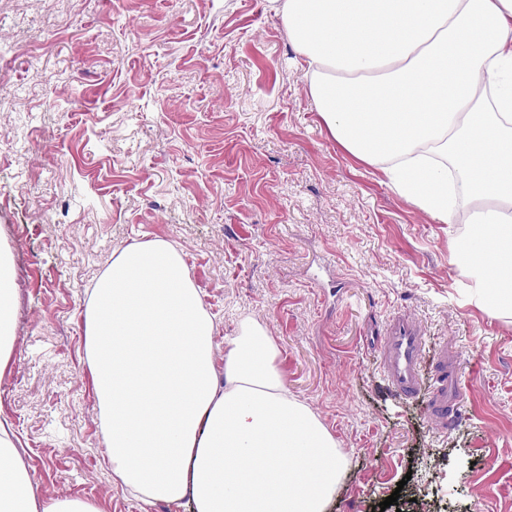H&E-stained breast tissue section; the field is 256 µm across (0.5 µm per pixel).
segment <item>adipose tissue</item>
Returning <instances> with one entry per match:
<instances>
[{"instance_id": "adipose-tissue-1", "label": "adipose tissue", "mask_w": 512, "mask_h": 512, "mask_svg": "<svg viewBox=\"0 0 512 512\" xmlns=\"http://www.w3.org/2000/svg\"><path fill=\"white\" fill-rule=\"evenodd\" d=\"M319 123L433 219L495 241L494 280L452 256L465 301L512 317V0H271ZM15 271L0 243V372L17 353ZM112 475L145 503L195 512H326L336 439L289 397L280 352L242 318L216 364V326L183 255L155 239L118 253L82 313ZM0 512H100L37 499L0 422Z\"/></svg>"}]
</instances>
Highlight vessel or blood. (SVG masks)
<instances>
[{
	"label": "vessel or blood",
	"instance_id": "vessel-or-blood-1",
	"mask_svg": "<svg viewBox=\"0 0 512 512\" xmlns=\"http://www.w3.org/2000/svg\"><path fill=\"white\" fill-rule=\"evenodd\" d=\"M429 347L423 328L409 316L398 313L385 325L375 342L384 379L403 399H423L428 418L447 428L449 418L462 412L459 354L455 346L442 345L434 356L433 376L425 378L422 363Z\"/></svg>",
	"mask_w": 512,
	"mask_h": 512
}]
</instances>
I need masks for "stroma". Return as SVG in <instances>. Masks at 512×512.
Listing matches in <instances>:
<instances>
[{
    "label": "stroma",
    "mask_w": 512,
    "mask_h": 512,
    "mask_svg": "<svg viewBox=\"0 0 512 512\" xmlns=\"http://www.w3.org/2000/svg\"><path fill=\"white\" fill-rule=\"evenodd\" d=\"M0 241L19 350L0 375L38 498L144 504L112 479L81 313L128 245L182 251L223 357L241 317L334 435L326 512H512V319L462 305L439 223L317 124L269 0H0ZM405 313L455 343L462 414L433 428L370 345ZM397 507H384L392 492Z\"/></svg>",
    "instance_id": "obj_1"
}]
</instances>
